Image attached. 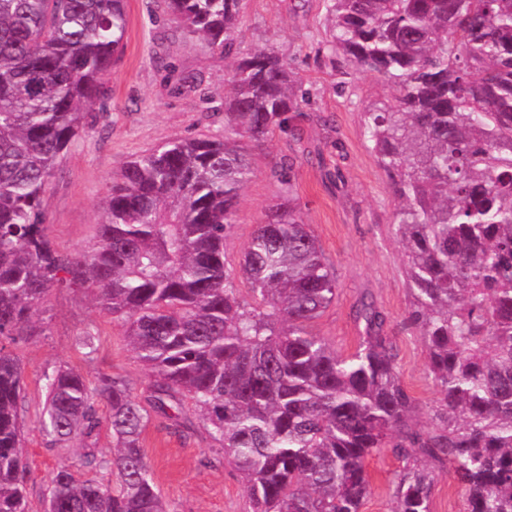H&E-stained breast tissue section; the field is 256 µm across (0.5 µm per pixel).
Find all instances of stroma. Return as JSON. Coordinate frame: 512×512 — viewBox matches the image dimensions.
<instances>
[{
  "mask_svg": "<svg viewBox=\"0 0 512 512\" xmlns=\"http://www.w3.org/2000/svg\"><path fill=\"white\" fill-rule=\"evenodd\" d=\"M125 9L123 53L87 106L83 132L46 186L44 210L55 246L74 253L92 245L107 189L132 157L172 138L223 137L224 99L231 92L235 60L259 47L273 49L288 62L302 98L300 115L289 120L301 137L279 130L253 148V176L240 192L228 256L238 261L257 226L267 221L270 206L290 196L336 273V300L313 322V332L339 352H353L360 334L353 312L361 296L370 295L388 317L402 381L423 409H430L438 395L424 346L404 325L411 296L402 249L390 232L399 201L361 121L363 112L392 105L398 90L332 52L330 0H243L228 57L189 39L163 0H126ZM286 157L291 169L283 178L273 177L272 168ZM35 315L45 323V335L12 346L30 411L44 402L45 374L61 366L93 382L104 375L123 378L135 395L144 394L148 369L131 351L121 326L90 297L60 288ZM88 333L96 350L86 357L76 341ZM142 448L172 512H249L240 475L203 426L185 434L163 413H152ZM24 459L29 512H44L51 477L71 457L47 448L31 427ZM366 468L371 493L362 512H390L401 461L383 452L369 458Z\"/></svg>",
  "mask_w": 512,
  "mask_h": 512,
  "instance_id": "35a3bbf8",
  "label": "stroma"
}]
</instances>
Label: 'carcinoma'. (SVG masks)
I'll return each mask as SVG.
<instances>
[{"instance_id": "carcinoma-1", "label": "carcinoma", "mask_w": 512, "mask_h": 512, "mask_svg": "<svg viewBox=\"0 0 512 512\" xmlns=\"http://www.w3.org/2000/svg\"><path fill=\"white\" fill-rule=\"evenodd\" d=\"M189 37L230 53L242 0H164ZM332 45L396 85L363 115L403 205L392 231L439 395L421 428L385 314L362 298V336L344 355L311 324L336 300V274L291 204L271 207L238 260L224 244L253 174L247 143L288 125L300 102L288 63L239 59L224 138L165 141L129 161L83 253L58 250L43 193L85 107L123 50L124 0H0V512H27L18 357L43 332L35 308L59 288L89 293L151 382L44 375L34 422L93 477L58 469L46 512H171L141 435L150 411L198 413L242 477L251 512H361L366 461L403 463L391 512H432L433 468L463 488L466 512H512V0H333ZM248 285L241 295L239 280ZM116 445L97 446V404Z\"/></svg>"}]
</instances>
